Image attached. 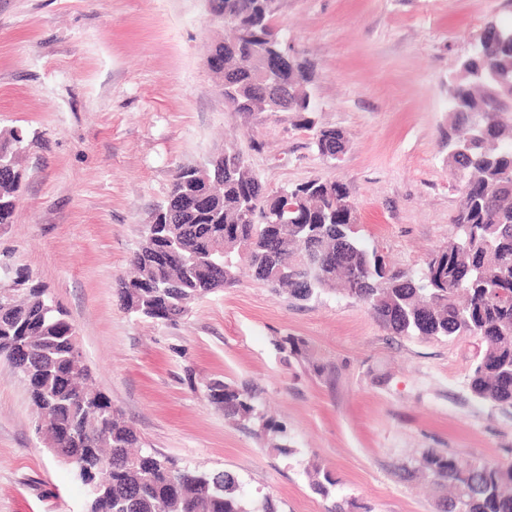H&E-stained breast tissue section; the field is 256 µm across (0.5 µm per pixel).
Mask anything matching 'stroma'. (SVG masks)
Returning <instances> with one entry per match:
<instances>
[{
    "mask_svg": "<svg viewBox=\"0 0 512 512\" xmlns=\"http://www.w3.org/2000/svg\"><path fill=\"white\" fill-rule=\"evenodd\" d=\"M510 15L512 0H277L275 30L315 65L317 126L350 135L332 164L297 113L228 111L207 63L223 29L206 0H0V129L27 132L0 262L67 312L145 447L231 472L245 501L268 495L281 512H325L332 497L437 512V491L408 476L423 452L512 461V415L469 390V340L393 336L354 300L299 302L246 277L163 323L123 310L117 279L176 169L228 145L272 192L342 182L365 243L423 268L461 200L443 138L448 77L485 23ZM287 338L299 355L280 349ZM211 379L251 391L255 418H225L205 395ZM315 464L337 481L330 497L310 485ZM86 510L25 382L0 361V512Z\"/></svg>",
    "mask_w": 512,
    "mask_h": 512,
    "instance_id": "obj_1",
    "label": "stroma"
}]
</instances>
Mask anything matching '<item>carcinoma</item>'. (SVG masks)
I'll use <instances>...</instances> for the list:
<instances>
[{
	"label": "carcinoma",
	"mask_w": 512,
	"mask_h": 512,
	"mask_svg": "<svg viewBox=\"0 0 512 512\" xmlns=\"http://www.w3.org/2000/svg\"><path fill=\"white\" fill-rule=\"evenodd\" d=\"M275 0H211L230 35L210 49L233 112H269L258 70L263 54L281 49L272 24ZM512 21L491 20L476 38L469 69L448 83V167L463 183L451 220L453 240L426 267L394 269L363 241L346 186L312 180L288 193L302 195L282 214L281 193L267 194L261 176L232 146L200 163L177 168L167 199L154 207L129 256L133 275L117 279L123 309L171 322L205 295L242 277L302 302L342 293L365 305L394 336L472 338L477 352L468 375L475 399L512 414ZM493 73L479 83L469 70ZM313 64L294 50L282 83L288 111L313 132L325 160L343 155L347 131L315 128L318 105L307 91ZM22 128L0 130V226L14 223L22 182ZM0 358L24 380L56 456L72 465L88 489V512H279L266 496L246 503L235 476L178 465L141 449L140 438L95 387L78 356L74 325L46 290L10 278L0 267ZM207 395L224 415L248 421L254 396L222 380ZM419 471L450 489L439 512H512V463L467 462L429 450ZM313 490L328 497L336 479L318 468Z\"/></svg>",
	"instance_id": "obj_1"
}]
</instances>
